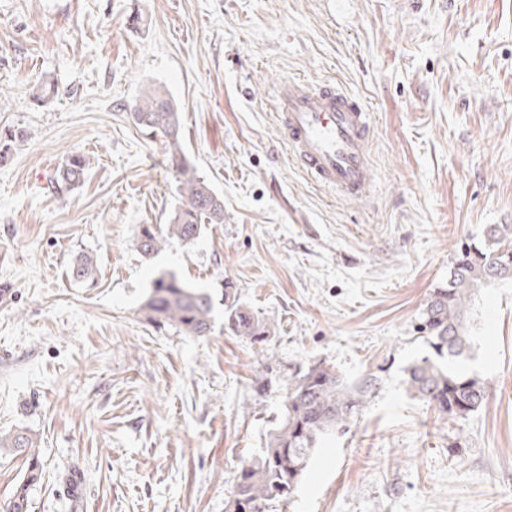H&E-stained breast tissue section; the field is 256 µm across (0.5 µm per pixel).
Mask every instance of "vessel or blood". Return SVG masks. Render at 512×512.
<instances>
[{"mask_svg": "<svg viewBox=\"0 0 512 512\" xmlns=\"http://www.w3.org/2000/svg\"><path fill=\"white\" fill-rule=\"evenodd\" d=\"M284 138L321 187L358 200L371 188L369 111L342 87L282 80L274 93Z\"/></svg>", "mask_w": 512, "mask_h": 512, "instance_id": "obj_1", "label": "vessel or blood"}]
</instances>
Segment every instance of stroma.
<instances>
[{
    "label": "stroma",
    "mask_w": 512,
    "mask_h": 512,
    "mask_svg": "<svg viewBox=\"0 0 512 512\" xmlns=\"http://www.w3.org/2000/svg\"><path fill=\"white\" fill-rule=\"evenodd\" d=\"M287 77L366 104L367 199L292 160ZM158 86L224 221L147 258L141 226L179 205L162 137L129 110ZM7 126L25 137L0 165V432L42 442L30 512H228L289 376L317 364L378 385L273 512H512V282L473 291L451 363L488 381L480 409L442 416L403 384L459 245L512 224V0H0ZM71 153L88 166L60 193ZM83 253L90 287L69 276ZM163 271L212 294L210 335L144 319ZM228 285L271 323L267 353L225 331Z\"/></svg>",
    "instance_id": "1"
}]
</instances>
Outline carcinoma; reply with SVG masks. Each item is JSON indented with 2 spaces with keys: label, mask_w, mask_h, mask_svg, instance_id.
<instances>
[{
  "label": "carcinoma",
  "mask_w": 512,
  "mask_h": 512,
  "mask_svg": "<svg viewBox=\"0 0 512 512\" xmlns=\"http://www.w3.org/2000/svg\"><path fill=\"white\" fill-rule=\"evenodd\" d=\"M131 117L143 129L166 138L167 162L181 205L165 227L142 226L139 248L151 256L170 240L190 243L208 224L224 223V198L217 193L183 149L180 112L166 90L153 88L133 104ZM22 137L17 130H0V164L11 158L12 143ZM87 166L74 153L60 169L55 187L71 189ZM71 280H95L96 263L90 256L76 259L69 268ZM512 280V225L489 224L483 237L460 247L448 277V286L434 291L422 310L421 330L428 334L435 353L459 357L468 349L467 300L475 289L497 281ZM146 320L161 327L176 326L193 336H205L214 326V303L204 288L185 282L173 271L159 273L142 305ZM224 330L253 345H266L272 327L249 306L224 289ZM377 378L366 376L350 384L335 371L320 365L291 374L285 386V411L270 430L261 454L243 466L233 488L231 512H269L296 491L318 443L325 436L344 431L376 388ZM407 391L448 416H465L478 410L489 393L487 380L461 375L424 357L405 370ZM0 448L28 460L23 478L5 506L6 512H29V492L41 476L40 440L22 429L0 436Z\"/></svg>",
  "instance_id": "obj_1"
}]
</instances>
